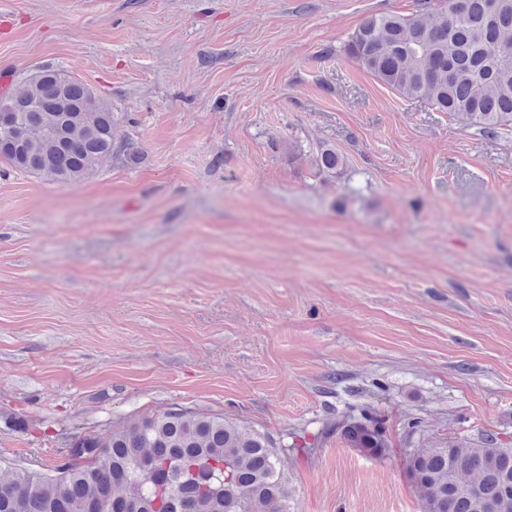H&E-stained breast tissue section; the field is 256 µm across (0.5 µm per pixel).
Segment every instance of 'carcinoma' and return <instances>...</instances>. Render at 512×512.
<instances>
[{
    "mask_svg": "<svg viewBox=\"0 0 512 512\" xmlns=\"http://www.w3.org/2000/svg\"><path fill=\"white\" fill-rule=\"evenodd\" d=\"M436 18L375 14L345 46L350 60L408 98L457 114L484 135L512 131V0H435ZM30 79L16 99L31 131L22 143L0 128V162L49 182L90 176L112 155V106L59 69ZM318 171L340 174L334 148L315 158ZM346 445L377 458L393 443L371 407L336 418ZM75 455L48 472L0 467V512H293L288 460L322 446L319 434H296L278 446L266 433L220 415L184 408L112 421L103 433L74 441ZM171 463L160 495L152 474ZM420 512H512V444L495 434L440 440L406 458Z\"/></svg>",
    "mask_w": 512,
    "mask_h": 512,
    "instance_id": "obj_1",
    "label": "carcinoma"
}]
</instances>
